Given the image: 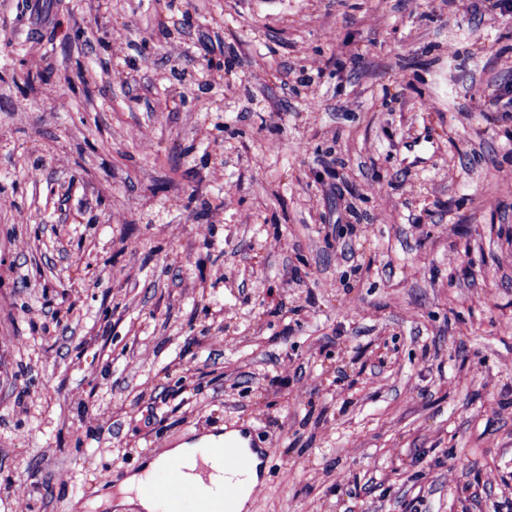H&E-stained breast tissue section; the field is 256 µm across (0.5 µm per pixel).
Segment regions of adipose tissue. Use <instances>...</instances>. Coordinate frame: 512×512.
<instances>
[{"instance_id": "1", "label": "adipose tissue", "mask_w": 512, "mask_h": 512, "mask_svg": "<svg viewBox=\"0 0 512 512\" xmlns=\"http://www.w3.org/2000/svg\"><path fill=\"white\" fill-rule=\"evenodd\" d=\"M241 442L239 432L231 431L225 436L210 435L203 437L195 443H184L177 447L167 449L162 455L152 458L138 472L124 478L117 493H102L93 500V507H100L108 504H115L116 507H124L129 504L136 505L140 512H156L158 504L156 500L145 493L144 486L158 471L172 460H178L187 468L186 477L188 480L197 482L201 476L197 473L198 465H205L209 469V483L205 485L204 491L211 496L220 495L226 477L224 474V460L221 456L213 453L212 447L221 443L222 440Z\"/></svg>"}]
</instances>
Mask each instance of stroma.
Wrapping results in <instances>:
<instances>
[{
  "instance_id": "1",
  "label": "stroma",
  "mask_w": 512,
  "mask_h": 512,
  "mask_svg": "<svg viewBox=\"0 0 512 512\" xmlns=\"http://www.w3.org/2000/svg\"><path fill=\"white\" fill-rule=\"evenodd\" d=\"M106 2L0 0V512L232 429L247 512H512V12ZM468 97L471 109L475 112H487L491 107H497L503 100L502 96L490 93L487 88L477 83L469 87Z\"/></svg>"
}]
</instances>
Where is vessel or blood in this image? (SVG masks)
Instances as JSON below:
<instances>
[{
	"mask_svg": "<svg viewBox=\"0 0 512 512\" xmlns=\"http://www.w3.org/2000/svg\"><path fill=\"white\" fill-rule=\"evenodd\" d=\"M183 472L178 462H171L164 470L163 479L147 487V494L160 503L161 512H233L239 493L235 483L225 482L220 497L208 498L185 479Z\"/></svg>",
	"mask_w": 512,
	"mask_h": 512,
	"instance_id": "vessel-or-blood-1",
	"label": "vessel or blood"
}]
</instances>
